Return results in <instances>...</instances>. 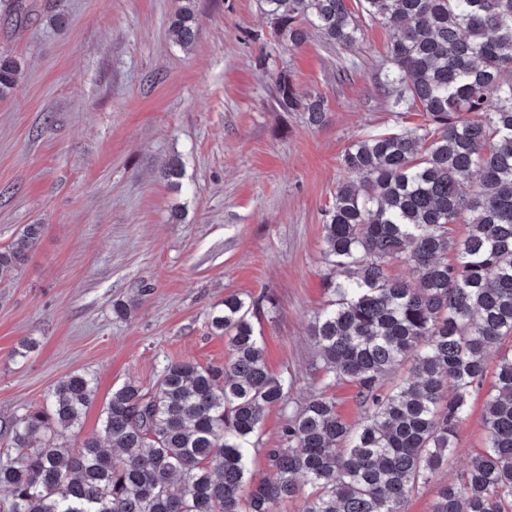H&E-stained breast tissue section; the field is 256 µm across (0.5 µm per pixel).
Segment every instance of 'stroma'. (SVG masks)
<instances>
[{
	"label": "stroma",
	"instance_id": "1",
	"mask_svg": "<svg viewBox=\"0 0 512 512\" xmlns=\"http://www.w3.org/2000/svg\"><path fill=\"white\" fill-rule=\"evenodd\" d=\"M180 5L0 0V51L22 68L0 99V247L41 227L0 280V463L17 455L12 422L71 375L96 387L64 434L75 448L124 383L151 388L171 359L223 363L209 319L230 294L273 298L254 328L292 398L319 384L309 324L329 298L322 224L341 156L421 118L393 104L379 22L361 19L352 48L314 35L291 49L259 0H194L198 32L183 46L169 32ZM282 73L324 98V126L275 107ZM173 158L177 189L163 177ZM117 302L127 318L113 315ZM494 384L486 375L473 395L449 472L482 449Z\"/></svg>",
	"mask_w": 512,
	"mask_h": 512
}]
</instances>
